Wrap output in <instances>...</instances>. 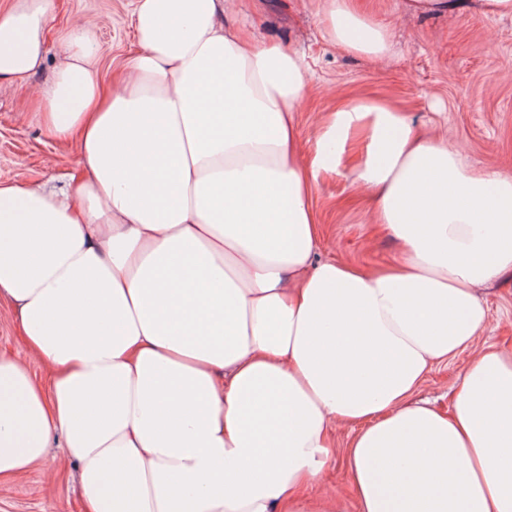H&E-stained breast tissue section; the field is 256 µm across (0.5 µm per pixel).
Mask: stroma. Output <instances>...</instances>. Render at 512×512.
<instances>
[{
    "instance_id": "obj_1",
    "label": "stroma",
    "mask_w": 512,
    "mask_h": 512,
    "mask_svg": "<svg viewBox=\"0 0 512 512\" xmlns=\"http://www.w3.org/2000/svg\"><path fill=\"white\" fill-rule=\"evenodd\" d=\"M375 12L393 24V53L370 61L336 50L322 36L312 0H248L258 38L303 51L310 90L297 115L302 138H310L323 112L346 95L373 92L394 97L413 118L447 135L478 167L512 171V20L462 8L424 17L404 9V0H371ZM133 0H55L47 33L46 80L59 54V37L79 19L95 18L103 80L136 49L131 26ZM76 166V149L48 137L36 119L29 90L0 85V181L52 180L66 186ZM322 227L315 261L339 259L385 266L395 243L369 223L358 191L340 177L322 178L313 194ZM490 324L484 340L512 350V279L487 295ZM466 349L438 364L419 389L439 410H447L459 371L473 357ZM0 512H83L75 467L52 449L47 461L14 482L0 484Z\"/></svg>"
}]
</instances>
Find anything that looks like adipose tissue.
I'll return each instance as SVG.
<instances>
[{
    "label": "adipose tissue",
    "instance_id": "ef3b65f1",
    "mask_svg": "<svg viewBox=\"0 0 512 512\" xmlns=\"http://www.w3.org/2000/svg\"><path fill=\"white\" fill-rule=\"evenodd\" d=\"M316 15L340 52L391 51L363 0ZM52 17L0 8V82L41 70ZM132 25L110 89L77 21L31 91L81 178L0 182V301L25 351L0 353V481L60 448L85 512H512V351L484 345L448 412L415 397L512 274V172L378 98L301 140L305 60L251 37L237 0H134ZM326 175L369 196L396 265L313 263ZM341 426L351 504L323 480Z\"/></svg>",
    "mask_w": 512,
    "mask_h": 512
}]
</instances>
